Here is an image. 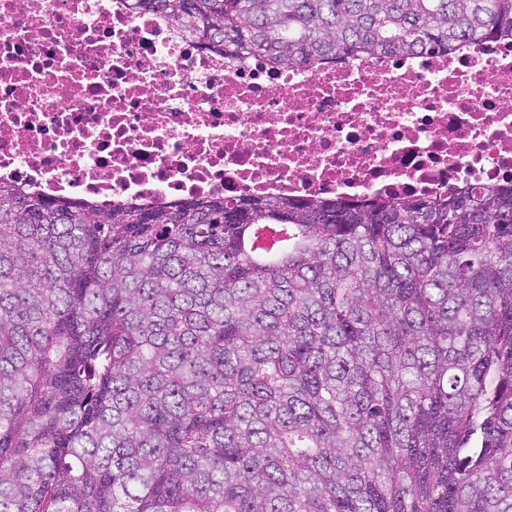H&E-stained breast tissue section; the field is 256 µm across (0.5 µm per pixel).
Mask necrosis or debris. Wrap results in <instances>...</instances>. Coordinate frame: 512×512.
<instances>
[{
	"label": "necrosis or debris",
	"instance_id": "1",
	"mask_svg": "<svg viewBox=\"0 0 512 512\" xmlns=\"http://www.w3.org/2000/svg\"><path fill=\"white\" fill-rule=\"evenodd\" d=\"M512 178V39L277 63L137 0H0V183L100 207Z\"/></svg>",
	"mask_w": 512,
	"mask_h": 512
}]
</instances>
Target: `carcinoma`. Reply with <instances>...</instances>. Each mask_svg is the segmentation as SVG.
Returning <instances> with one entry per match:
<instances>
[{
  "instance_id": "1",
  "label": "carcinoma",
  "mask_w": 512,
  "mask_h": 512,
  "mask_svg": "<svg viewBox=\"0 0 512 512\" xmlns=\"http://www.w3.org/2000/svg\"><path fill=\"white\" fill-rule=\"evenodd\" d=\"M138 2L284 64L512 36V0ZM0 512H512V184H0Z\"/></svg>"
}]
</instances>
